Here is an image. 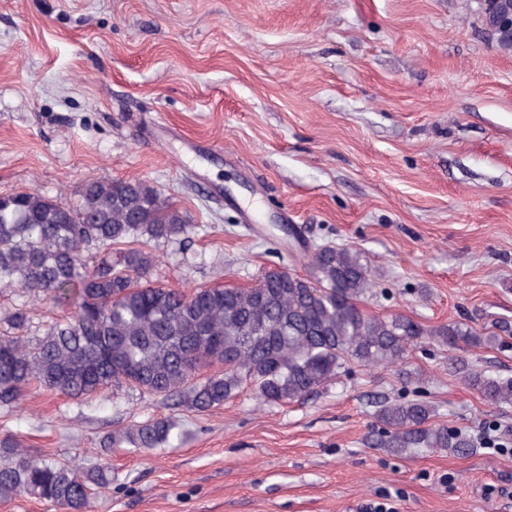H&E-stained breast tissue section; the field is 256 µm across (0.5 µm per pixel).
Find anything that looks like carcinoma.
<instances>
[{
	"mask_svg": "<svg viewBox=\"0 0 512 512\" xmlns=\"http://www.w3.org/2000/svg\"><path fill=\"white\" fill-rule=\"evenodd\" d=\"M197 225L141 180L87 183L67 204L37 191L0 196V287L17 298L0 316V408L19 406L32 385L80 400L123 386L175 398L195 412L221 406L249 384L266 405L301 401L339 377L351 363L406 372L408 354L431 336L452 351L496 341L463 322L427 328L403 316L365 314L358 301L372 285L371 269L351 247L306 245L311 274L262 275L250 288H195L152 281L158 257L151 245L192 233ZM39 302L73 312L31 343ZM221 365L224 372L199 379ZM460 379L495 406H512V378L458 366ZM375 445L396 455L421 448L467 456L471 437L431 423L423 400L375 402ZM181 440L172 420L159 417L112 435V447L158 448ZM112 485L107 462L81 470L33 456L12 438L0 440V499L29 495L58 512H88Z\"/></svg>",
	"mask_w": 512,
	"mask_h": 512,
	"instance_id": "1",
	"label": "carcinoma"
}]
</instances>
